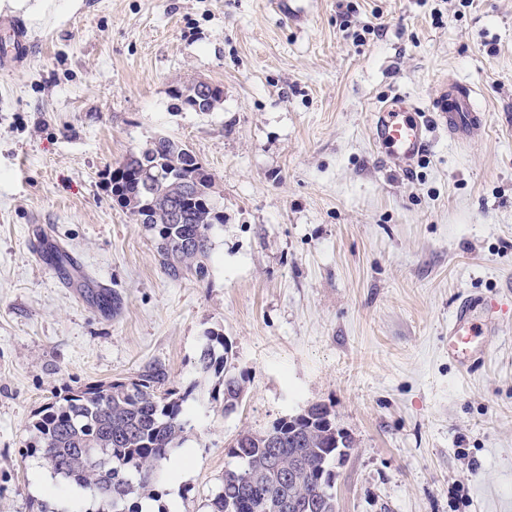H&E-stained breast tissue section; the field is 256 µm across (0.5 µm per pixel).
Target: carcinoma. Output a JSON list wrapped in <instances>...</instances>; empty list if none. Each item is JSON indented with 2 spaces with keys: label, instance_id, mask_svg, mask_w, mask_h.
Here are the masks:
<instances>
[{
  "label": "carcinoma",
  "instance_id": "obj_1",
  "mask_svg": "<svg viewBox=\"0 0 512 512\" xmlns=\"http://www.w3.org/2000/svg\"><path fill=\"white\" fill-rule=\"evenodd\" d=\"M207 91L210 102L187 85L175 89L173 97L195 112L213 110L222 103L224 88L209 84ZM211 177L187 145L168 136L155 138L112 170L113 197L152 233L160 264L174 280L207 274L211 230L224 223L209 192ZM173 208L181 211L183 222L171 219ZM227 354L224 335L208 332L200 370L222 380V397L212 399L230 413L243 400L244 386L226 370ZM195 388L168 386L165 366L149 363L133 378L70 388L47 404L31 422L26 453L40 454L68 492L61 508L40 512H78L75 490L107 499L110 512H138L127 506L135 492L156 498L157 473L182 444L189 424L183 403ZM338 436L344 442L336 443ZM352 448L354 439L337 426L335 410L322 403L263 431L242 430L228 450L237 466L224 471L212 512H272V501L285 493L304 505L302 512H336L335 465ZM272 458L285 474L294 460L301 466L283 482L270 474Z\"/></svg>",
  "mask_w": 512,
  "mask_h": 512
}]
</instances>
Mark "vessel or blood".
<instances>
[{
    "mask_svg": "<svg viewBox=\"0 0 512 512\" xmlns=\"http://www.w3.org/2000/svg\"><path fill=\"white\" fill-rule=\"evenodd\" d=\"M0 27L10 28L14 34L12 51L0 53V69L8 70L23 62L30 52V44L18 19L0 16ZM432 110L439 123L447 127L449 136L461 142L481 131L487 123L486 114L474 105L472 87L457 80L442 84L432 100ZM369 131L386 161L405 173L429 149L430 126L425 114L402 96L384 101L373 111ZM502 308V303L489 296L460 298L448 320L449 358L468 369L478 366L485 354L482 339L491 334L494 315Z\"/></svg>",
    "mask_w": 512,
    "mask_h": 512,
    "instance_id": "obj_1",
    "label": "vessel or blood"
}]
</instances>
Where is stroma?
I'll return each instance as SVG.
<instances>
[{
    "instance_id": "35a3bbf8",
    "label": "stroma",
    "mask_w": 512,
    "mask_h": 512,
    "mask_svg": "<svg viewBox=\"0 0 512 512\" xmlns=\"http://www.w3.org/2000/svg\"><path fill=\"white\" fill-rule=\"evenodd\" d=\"M43 0L32 52L0 70V512H38L29 425L66 388L165 365L196 384L188 475L167 512H209L244 429L323 403L355 440L338 512H512V310L466 371L448 358L463 294L512 280V0ZM470 84L486 127L433 126L413 173L371 112ZM223 86L211 112L175 87ZM166 135L214 179L224 221L205 279L174 281L110 173ZM64 250L72 266L37 260ZM116 291L118 311L99 307ZM220 331L245 397L224 413L198 358Z\"/></svg>"
}]
</instances>
